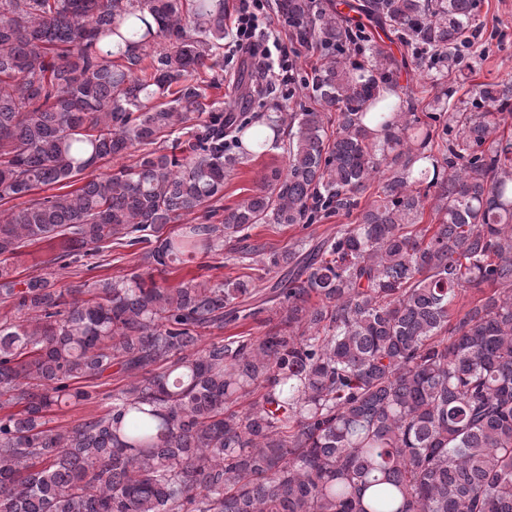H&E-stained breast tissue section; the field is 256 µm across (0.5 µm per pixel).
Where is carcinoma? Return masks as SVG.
<instances>
[{
	"mask_svg": "<svg viewBox=\"0 0 512 512\" xmlns=\"http://www.w3.org/2000/svg\"><path fill=\"white\" fill-rule=\"evenodd\" d=\"M276 6L324 56L300 79L319 108L275 103L260 131L207 93L224 0H0V512H512V83L478 85L468 112L444 111L450 85L419 114L357 21L397 33L432 83L463 82L483 0ZM241 89L273 99L263 77ZM282 134L285 169L213 223L224 180ZM355 211L315 244L242 247L285 271L261 300L243 276L56 287L114 239L164 272L258 224ZM55 238L51 271L16 279L21 248ZM269 303L264 336L201 346ZM114 365L105 413L49 427Z\"/></svg>",
	"mask_w": 512,
	"mask_h": 512,
	"instance_id": "1",
	"label": "carcinoma"
}]
</instances>
